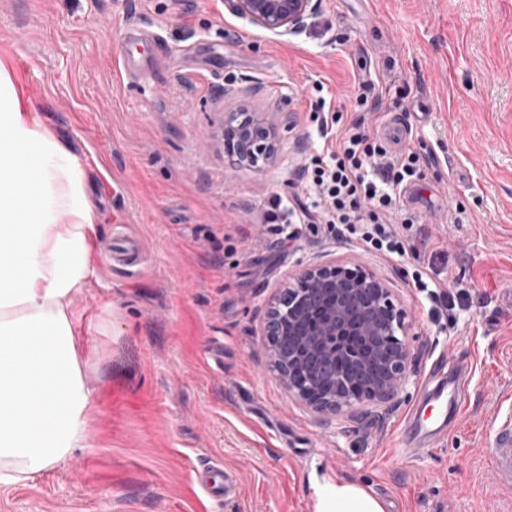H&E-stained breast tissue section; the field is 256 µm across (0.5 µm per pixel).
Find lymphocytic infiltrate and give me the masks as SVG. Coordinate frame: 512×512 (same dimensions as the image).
Returning a JSON list of instances; mask_svg holds the SVG:
<instances>
[{
	"label": "lymphocytic infiltrate",
	"mask_w": 512,
	"mask_h": 512,
	"mask_svg": "<svg viewBox=\"0 0 512 512\" xmlns=\"http://www.w3.org/2000/svg\"><path fill=\"white\" fill-rule=\"evenodd\" d=\"M310 110L322 137L337 136V147L311 156L301 169L309 201L289 207V223L325 224L335 238L358 245L367 253L406 255L407 233L415 216L398 217L404 188L419 181L431 156L407 149L390 152L373 140L365 128L364 113L374 111L378 97L374 85L361 82L350 102L360 116L343 130H336V108L323 95L324 84L315 81Z\"/></svg>",
	"instance_id": "f902f5d3"
}]
</instances>
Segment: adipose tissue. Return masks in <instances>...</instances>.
<instances>
[{
    "instance_id": "ef3b65f1",
    "label": "adipose tissue",
    "mask_w": 512,
    "mask_h": 512,
    "mask_svg": "<svg viewBox=\"0 0 512 512\" xmlns=\"http://www.w3.org/2000/svg\"><path fill=\"white\" fill-rule=\"evenodd\" d=\"M84 170L0 68V485H23L85 447L97 394L81 366L73 295L90 285L99 233ZM316 512H383L327 481Z\"/></svg>"
}]
</instances>
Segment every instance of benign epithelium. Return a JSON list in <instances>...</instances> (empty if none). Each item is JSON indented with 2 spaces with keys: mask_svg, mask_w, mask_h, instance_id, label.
Listing matches in <instances>:
<instances>
[{
  "mask_svg": "<svg viewBox=\"0 0 512 512\" xmlns=\"http://www.w3.org/2000/svg\"><path fill=\"white\" fill-rule=\"evenodd\" d=\"M234 16L275 36L297 35L320 10V0H224ZM224 144L250 167L262 169L278 147L269 126L248 112H229ZM286 323L293 338L283 346L274 339ZM407 311L392 289L372 273H354L343 265L315 262L295 274V284L271 302L265 351L284 389L299 406L320 414L356 412L386 403L403 392L416 352L409 341ZM368 341L372 356L362 363L367 392L344 385L339 359L361 358L354 338ZM305 375L295 377V367Z\"/></svg>",
  "mask_w": 512,
  "mask_h": 512,
  "instance_id": "benign-epithelium-1",
  "label": "benign epithelium"
}]
</instances>
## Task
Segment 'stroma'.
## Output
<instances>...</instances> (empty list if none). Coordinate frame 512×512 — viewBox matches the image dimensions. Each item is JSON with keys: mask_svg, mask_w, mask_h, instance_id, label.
<instances>
[{"mask_svg": "<svg viewBox=\"0 0 512 512\" xmlns=\"http://www.w3.org/2000/svg\"><path fill=\"white\" fill-rule=\"evenodd\" d=\"M153 36L155 62L124 68ZM0 67L85 171L98 216L95 277L76 295L84 367L98 390L86 447L66 466L0 487V512H315L326 480L363 486L383 512H506L488 470L490 433L512 399V0H321L301 34L277 37L224 0H0ZM406 146L435 157L401 200L430 231L440 289L473 298L448 327L411 288L413 255H367L308 224L268 221L272 196L324 141L306 110L322 81L359 79ZM273 124L265 171L224 146V115ZM146 256L109 266L120 234ZM352 260L387 282L412 318L418 358L399 396L354 414L296 405L261 351L269 299L299 267ZM464 413L439 444L400 458L402 426L458 365ZM232 490L207 497L199 472Z\"/></svg>", "mask_w": 512, "mask_h": 512, "instance_id": "stroma-1", "label": "stroma"}]
</instances>
